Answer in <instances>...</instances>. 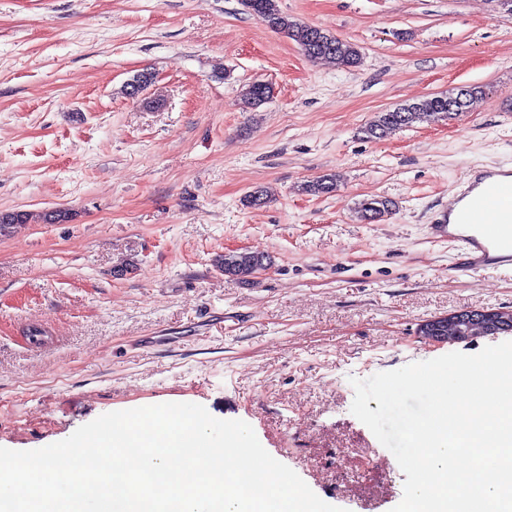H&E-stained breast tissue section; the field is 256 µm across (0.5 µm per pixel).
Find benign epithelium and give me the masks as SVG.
Returning <instances> with one entry per match:
<instances>
[{
  "label": "benign epithelium",
  "mask_w": 512,
  "mask_h": 512,
  "mask_svg": "<svg viewBox=\"0 0 512 512\" xmlns=\"http://www.w3.org/2000/svg\"><path fill=\"white\" fill-rule=\"evenodd\" d=\"M512 332V314L499 310H469L435 317L420 328L425 338L436 343H454L478 335Z\"/></svg>",
  "instance_id": "benign-epithelium-1"
}]
</instances>
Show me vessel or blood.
Here are the masks:
<instances>
[{
  "label": "vessel or blood",
  "instance_id": "obj_1",
  "mask_svg": "<svg viewBox=\"0 0 512 512\" xmlns=\"http://www.w3.org/2000/svg\"><path fill=\"white\" fill-rule=\"evenodd\" d=\"M432 230L458 247L457 275L477 280L488 271L512 268V170H471Z\"/></svg>",
  "mask_w": 512,
  "mask_h": 512
}]
</instances>
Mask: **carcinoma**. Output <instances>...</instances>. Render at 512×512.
I'll use <instances>...</instances> for the list:
<instances>
[{
	"label": "carcinoma",
	"instance_id": "obj_1",
	"mask_svg": "<svg viewBox=\"0 0 512 512\" xmlns=\"http://www.w3.org/2000/svg\"><path fill=\"white\" fill-rule=\"evenodd\" d=\"M246 11L263 22L273 31L283 34L300 47L304 56L314 62H329L341 69L356 68L361 64L359 48L335 34L318 26L300 22L278 8L277 0H242ZM154 79L148 71L137 74L124 86L127 97H132L135 88L146 89ZM272 94L269 85L255 82L243 93L244 104L248 108H257L266 103ZM456 94L434 95L413 103H408L392 110L378 113L364 128L367 139H380L395 129L410 127L425 120H447L453 112L448 104ZM301 190L311 195H327L336 190V178L332 174L319 176L301 186ZM392 202L384 198H374L363 202L360 206L361 218L374 222L391 211ZM67 210H54L34 216L26 211L0 212V232H4L17 224H28L38 219L46 224H57L68 221ZM267 260V257L254 252H234L224 255L220 265L224 271L238 278H247L255 273L256 265Z\"/></svg>",
	"mask_w": 512,
	"mask_h": 512
}]
</instances>
